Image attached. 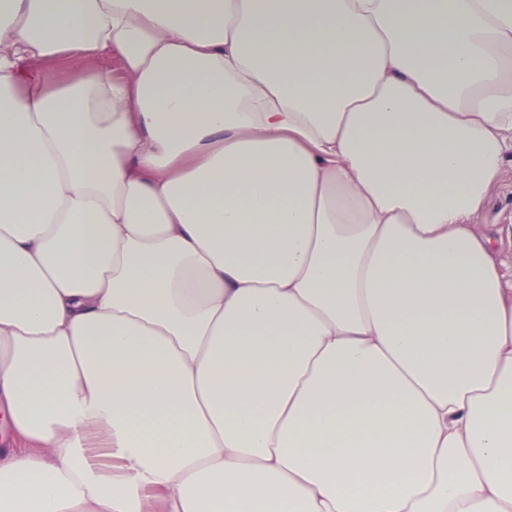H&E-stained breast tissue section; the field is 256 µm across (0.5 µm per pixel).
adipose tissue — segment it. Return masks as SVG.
<instances>
[{"mask_svg":"<svg viewBox=\"0 0 512 512\" xmlns=\"http://www.w3.org/2000/svg\"><path fill=\"white\" fill-rule=\"evenodd\" d=\"M511 162L512 0H0V512H512ZM100 68V69H114L117 71L118 64L113 59H97L92 62H87L79 57H69L68 60L59 63L57 65H54L50 69V75L52 77H58L64 74H67L69 72H72L73 70L77 68ZM510 172L495 182L488 193L486 207L482 216V223L497 224L504 229L502 239L497 247L501 257L506 262L504 269L507 277H511L512 264V172L511 163ZM510 230V236L508 235Z\"/></svg>","mask_w":512,"mask_h":512,"instance_id":"1","label":"adipose tissue"}]
</instances>
